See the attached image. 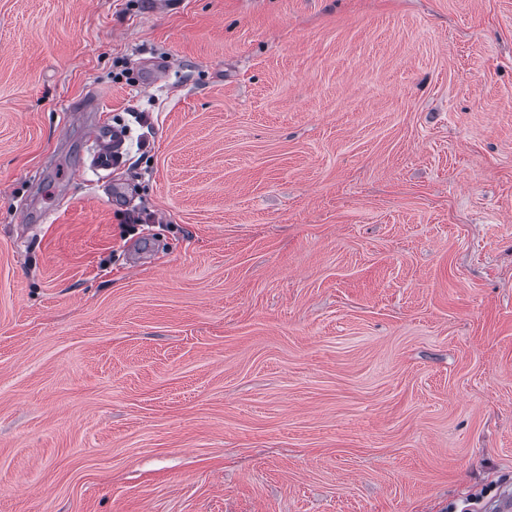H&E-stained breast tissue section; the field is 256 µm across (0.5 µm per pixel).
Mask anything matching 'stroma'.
<instances>
[{"instance_id": "stroma-1", "label": "stroma", "mask_w": 512, "mask_h": 512, "mask_svg": "<svg viewBox=\"0 0 512 512\" xmlns=\"http://www.w3.org/2000/svg\"><path fill=\"white\" fill-rule=\"evenodd\" d=\"M506 483L512 0H0V512ZM87 127L96 142V148L89 158L90 167L95 170H112V167L119 166L123 161L122 132L110 124L99 126L90 122Z\"/></svg>"}]
</instances>
